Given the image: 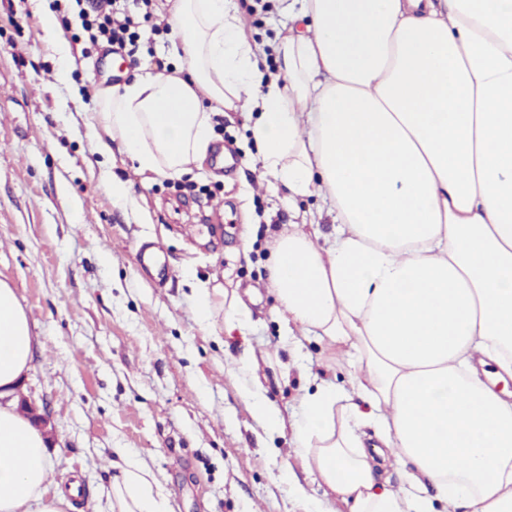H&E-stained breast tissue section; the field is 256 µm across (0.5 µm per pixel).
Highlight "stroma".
Listing matches in <instances>:
<instances>
[{"label":"stroma","instance_id":"stroma-1","mask_svg":"<svg viewBox=\"0 0 512 512\" xmlns=\"http://www.w3.org/2000/svg\"><path fill=\"white\" fill-rule=\"evenodd\" d=\"M249 14L234 0L265 58L277 56L288 29L279 0ZM55 12L75 58L69 84L43 39L42 8ZM75 0H0V280L14 288L38 342L20 387L49 417L50 465L57 483L79 479L86 507L109 512L113 449L147 464L161 482L169 512H325L342 503L304 479L298 498L289 474H302L293 448L301 397L316 384L349 385L354 371L313 336L289 345L287 321L269 287L274 240L325 203L289 200L265 175L250 127L255 114L214 116V145L233 152L187 173L213 197L181 196L170 177H144L118 154L100 156L92 117L114 78L178 58L172 36L143 30L139 61L115 71V55L84 47ZM126 181L140 211L113 205L111 178ZM164 249V284L139 274L141 244ZM216 288L203 319L195 284ZM244 307L240 324L224 322L225 298ZM257 364L265 397L284 430L261 427L234 370Z\"/></svg>","mask_w":512,"mask_h":512}]
</instances>
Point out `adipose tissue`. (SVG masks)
I'll list each match as a JSON object with an SVG mask.
<instances>
[{
  "label": "adipose tissue",
  "instance_id": "1",
  "mask_svg": "<svg viewBox=\"0 0 512 512\" xmlns=\"http://www.w3.org/2000/svg\"><path fill=\"white\" fill-rule=\"evenodd\" d=\"M279 73L230 0H177L185 56L100 92L97 152L180 176L213 116L257 113L265 174L329 200L335 239L271 250L288 321L356 376L302 399L297 455L347 512H512V0H283ZM37 341L0 281V512H69L49 441L17 410ZM406 469L380 487L364 427ZM124 458L112 512H168Z\"/></svg>",
  "mask_w": 512,
  "mask_h": 512
}]
</instances>
